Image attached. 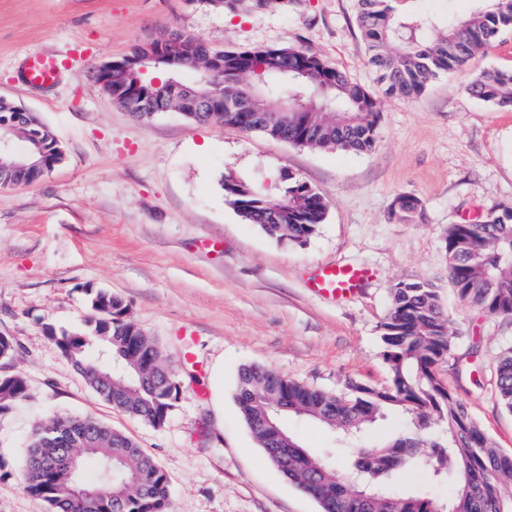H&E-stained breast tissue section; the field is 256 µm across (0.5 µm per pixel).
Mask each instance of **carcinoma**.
<instances>
[{
  "label": "carcinoma",
  "instance_id": "obj_1",
  "mask_svg": "<svg viewBox=\"0 0 512 512\" xmlns=\"http://www.w3.org/2000/svg\"><path fill=\"white\" fill-rule=\"evenodd\" d=\"M411 0H356V18L369 49V64L383 94L416 98L428 83L464 65L475 51L488 48L499 34L512 30V0H480L465 18L445 23L415 14ZM179 46L155 44L158 54L171 52L184 71L208 73L223 90L224 108L197 112L179 102L172 110L192 122H221L249 131L250 115L243 99L249 87L261 92L251 101L261 134L293 146L369 152L375 146L380 115L375 94L345 71L302 47L212 48L177 34ZM224 56V68L208 55ZM479 101L512 109V70L479 73L469 86ZM282 97L272 111L266 99ZM16 127L23 150L45 149V167L63 159L51 130L34 112H17L0 100V125ZM34 174L14 171V159L0 157V185L28 183ZM224 195L239 216L266 235L294 243L307 241L328 210L326 200L308 183L290 173L280 175L276 203L255 181L232 174L222 180ZM391 215L413 224L423 215L422 202L408 194L396 196ZM448 276L458 297L483 311L512 317V206L475 224H450L445 238ZM86 330L56 334L47 329L82 374L86 384L112 407L154 426L164 424L175 407L179 384L167 364L165 347L126 315L127 305L100 290L90 301ZM384 358L390 381L384 387L348 383L331 393L291 381L262 364L240 367L235 400L242 419L268 459L289 481L315 499L321 512H512V460L482 431L464 404L448 391L439 375L455 346L449 315L432 284L403 279L390 288V307L381 324ZM17 355V343L0 334V417L30 397L26 380L5 369ZM500 403L512 411V347L497 360ZM406 421L401 435L372 447H361L346 471L333 457L312 456L281 424V416L319 420L355 439L387 413ZM64 448L80 453L92 471L98 495L74 507L73 477L51 467ZM114 456L112 469L101 460ZM367 471L375 496L357 508L352 474ZM404 467H424L435 484H454L447 502L397 489ZM22 488L45 501L49 512H171L170 481L161 466L125 434L88 417L53 414L33 430L20 473Z\"/></svg>",
  "mask_w": 512,
  "mask_h": 512
}]
</instances>
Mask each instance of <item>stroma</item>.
Returning <instances> with one entry per match:
<instances>
[{
  "instance_id": "stroma-1",
  "label": "stroma",
  "mask_w": 512,
  "mask_h": 512,
  "mask_svg": "<svg viewBox=\"0 0 512 512\" xmlns=\"http://www.w3.org/2000/svg\"><path fill=\"white\" fill-rule=\"evenodd\" d=\"M173 31L215 48L301 46L378 87L355 0H283L236 13L212 0H0V99L36 113L64 152L38 180L0 188V333L16 340L11 369L31 390L0 418V512H47L18 474L33 424L53 411L94 417L133 439L166 471L172 512H320L247 429L234 398L238 370L261 363L330 392L352 380L386 385L380 324L391 285L406 278L439 289L456 336L455 361L439 374L512 452V412L498 401L495 365L512 347V319L458 299L445 251L449 225L512 206V110L467 91L484 69L512 70V31L419 97L381 96L378 141L367 154L296 147L177 112L133 120L95 72ZM34 53L59 59L49 87L24 80ZM284 172L328 203L302 244L245 223L221 187L231 173L264 183L274 199ZM400 194L421 200V221L392 218ZM328 263L373 276L351 298H324L310 286ZM100 288L166 347L180 394L163 426L98 397L46 333L80 331ZM183 332L195 338L191 363ZM283 423L312 454L334 450L341 468L351 460L325 425L292 415Z\"/></svg>"
}]
</instances>
